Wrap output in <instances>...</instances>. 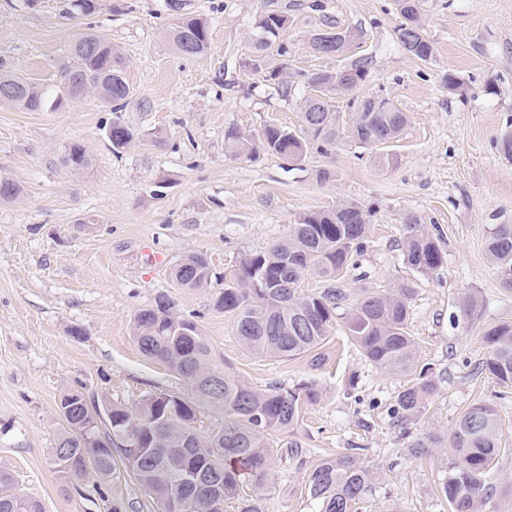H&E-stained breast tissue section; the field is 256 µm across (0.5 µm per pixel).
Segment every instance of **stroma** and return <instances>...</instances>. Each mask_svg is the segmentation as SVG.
Wrapping results in <instances>:
<instances>
[{
  "mask_svg": "<svg viewBox=\"0 0 512 512\" xmlns=\"http://www.w3.org/2000/svg\"><path fill=\"white\" fill-rule=\"evenodd\" d=\"M288 19L277 46L249 64L260 15ZM204 18L205 55L176 52L165 32L178 18ZM424 34L434 46L421 61L399 43L394 0H98L82 15L71 0H0V64L44 85L82 32L105 35L126 62L131 88L119 110L88 95L41 112L0 105V175L22 188L0 200V467L44 512H155L133 475L90 474L64 482L50 464L62 427L63 393L80 390L134 405L158 390L183 391L165 366L146 361L132 336L136 313L156 295L196 322L217 366L252 387L312 381L319 401L297 426L273 433L266 512H319L305 485L324 458L356 448L375 473L357 512H450L439 486L451 448L411 455L389 412L404 380L380 371L336 326L324 360L258 357L213 307L240 257L287 237L302 214L343 201L369 210V238L338 277L351 295L407 279L416 293L409 331L419 365L436 390L410 431L450 437L462 412L478 401L496 404L512 432V394L482 372V341L490 324L512 321V290L485 251L494 225L512 224V159L495 141L512 131V0H422ZM332 22L354 35L351 48L319 56L312 33ZM362 59L359 92L392 100L409 116L386 165L351 138L296 167L266 151L264 127L299 124L294 85L283 95L269 72L334 71ZM461 77L447 90L444 75ZM121 121L137 134L113 152L105 133ZM251 152H227L228 132ZM81 144L89 168L67 167L69 143ZM336 176L318 181L315 171ZM414 214L443 252L438 272L405 262L404 217ZM190 252L213 270L204 288L178 287L171 268ZM478 307L465 315L464 296Z\"/></svg>",
  "mask_w": 512,
  "mask_h": 512,
  "instance_id": "1",
  "label": "stroma"
}]
</instances>
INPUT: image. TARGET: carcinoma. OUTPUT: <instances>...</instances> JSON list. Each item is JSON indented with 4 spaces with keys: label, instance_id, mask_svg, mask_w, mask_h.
Instances as JSON below:
<instances>
[{
    "label": "carcinoma",
    "instance_id": "1",
    "mask_svg": "<svg viewBox=\"0 0 512 512\" xmlns=\"http://www.w3.org/2000/svg\"><path fill=\"white\" fill-rule=\"evenodd\" d=\"M394 2L400 16L397 31L421 27V0ZM285 23V17L278 14L260 16L257 25L262 37L255 51H264ZM168 36L179 52L192 46V56L203 55L209 48L208 23L201 18L177 19ZM403 48L423 61L434 54L429 41ZM366 76L361 60L335 71L297 73L304 87L319 84L318 95H308L301 102L297 130L266 126L260 135L264 149L299 165L312 153H328L347 135L377 150L378 160H389L382 149L397 140L408 122L407 113L384 98L379 108L357 113L353 126L345 128L336 122L328 101L330 94H349ZM4 82L15 93L7 99L0 97V104L30 112L59 108L89 92L116 109L130 93L123 57L107 37L94 32L81 33L70 42L53 87L0 69V84ZM106 137L118 152L137 134L119 122ZM63 160L74 169L89 166L77 142L68 146ZM402 232L406 263L420 273L438 271L443 264L439 245L415 215L405 216ZM368 233V214L355 203L305 213L291 225L288 237L240 258L235 279L224 285L214 307L231 317L235 336L253 353L269 357L310 354L313 363L321 360L315 351L331 336L338 310H343L347 335L363 356L381 371L407 379L391 415L393 424L408 435V424L419 418L435 391L428 371L418 369L416 342L409 333L413 283L402 280L356 299L338 287L306 295L296 288L309 270L330 280L337 277L363 250ZM486 251L500 268L502 284L512 288V224L495 225ZM172 277L182 288H202L211 280V267L205 255L188 254L172 267ZM182 324L190 325L196 337L188 358L173 335ZM132 336L141 354L168 367L182 380L186 392L159 390L132 407L98 401V406L109 407L112 420L93 428L102 446L88 459L81 442L82 416H73L56 442V447L71 452L63 461L52 462L55 471L66 481L91 471L108 478L116 470L115 449L157 505V512H224L231 506L237 512H264L263 496L271 471L269 437L294 427L303 410L318 402L317 385L304 382L293 388L272 385L259 390L214 368L210 345L199 327L180 315L166 294L157 295L150 306L138 311ZM482 340L488 349L482 369L501 386L512 387V321L489 325ZM202 406L224 414V424L207 435L194 426ZM503 431L498 410L488 402L473 403L458 418L450 438L453 457L448 476L440 486L450 512H481L483 503L492 497L487 476L503 451ZM443 443L440 435L430 433L413 439L409 449L420 457ZM135 448L141 450L137 456L133 455ZM372 480L373 472L359 461L357 449L348 448L312 470L307 492L320 512H353ZM0 512H43L41 504L21 493L14 476L2 467Z\"/></svg>",
    "mask_w": 512,
    "mask_h": 512
}]
</instances>
